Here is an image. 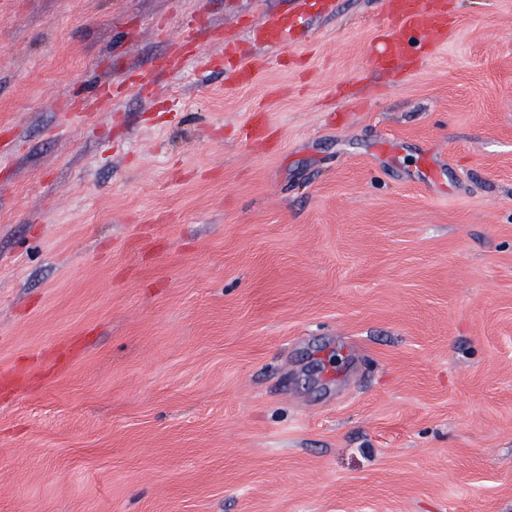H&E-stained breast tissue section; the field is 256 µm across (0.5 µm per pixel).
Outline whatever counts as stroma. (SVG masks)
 I'll return each mask as SVG.
<instances>
[{
    "label": "stroma",
    "instance_id": "1",
    "mask_svg": "<svg viewBox=\"0 0 512 512\" xmlns=\"http://www.w3.org/2000/svg\"><path fill=\"white\" fill-rule=\"evenodd\" d=\"M307 2L0 0V512H512V0ZM385 3L398 26L389 41L391 58L425 52L447 29V13L434 0H387Z\"/></svg>",
    "mask_w": 512,
    "mask_h": 512
}]
</instances>
